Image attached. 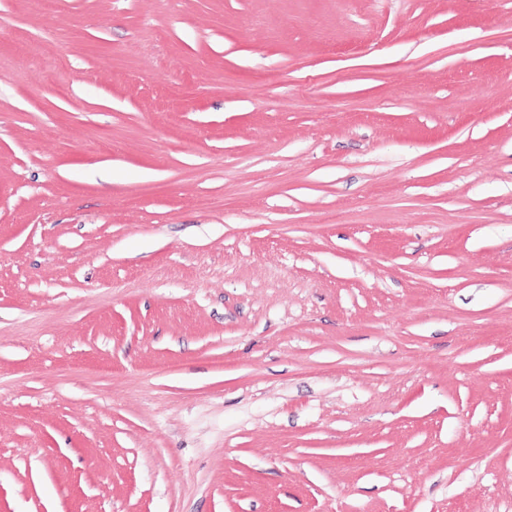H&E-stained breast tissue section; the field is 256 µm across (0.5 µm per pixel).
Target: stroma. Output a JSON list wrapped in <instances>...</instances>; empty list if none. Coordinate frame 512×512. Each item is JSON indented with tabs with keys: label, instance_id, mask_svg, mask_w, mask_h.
Listing matches in <instances>:
<instances>
[{
	"label": "stroma",
	"instance_id": "obj_1",
	"mask_svg": "<svg viewBox=\"0 0 512 512\" xmlns=\"http://www.w3.org/2000/svg\"><path fill=\"white\" fill-rule=\"evenodd\" d=\"M0 17V512H512V0Z\"/></svg>",
	"mask_w": 512,
	"mask_h": 512
}]
</instances>
